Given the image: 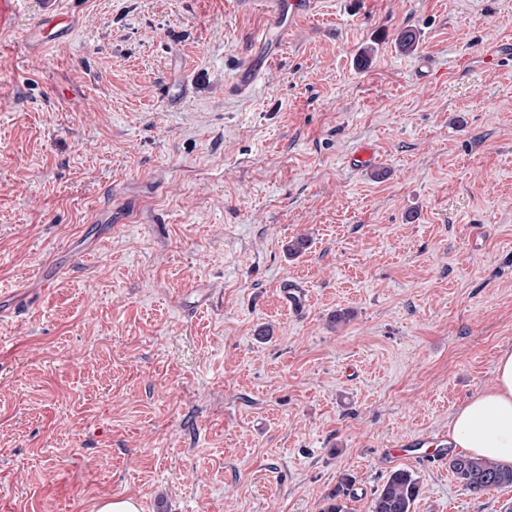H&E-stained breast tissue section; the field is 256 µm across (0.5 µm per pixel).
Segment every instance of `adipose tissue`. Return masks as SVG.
Here are the masks:
<instances>
[{
    "mask_svg": "<svg viewBox=\"0 0 512 512\" xmlns=\"http://www.w3.org/2000/svg\"><path fill=\"white\" fill-rule=\"evenodd\" d=\"M456 447L472 455L512 464V351H502L491 386L470 398L451 417Z\"/></svg>",
    "mask_w": 512,
    "mask_h": 512,
    "instance_id": "1",
    "label": "adipose tissue"
}]
</instances>
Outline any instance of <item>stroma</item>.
Segmentation results:
<instances>
[{"instance_id": "stroma-1", "label": "stroma", "mask_w": 512, "mask_h": 512, "mask_svg": "<svg viewBox=\"0 0 512 512\" xmlns=\"http://www.w3.org/2000/svg\"><path fill=\"white\" fill-rule=\"evenodd\" d=\"M52 13L72 36L30 49ZM505 349L512 0H317L285 33L250 0H13L0 512H321L345 473L367 512L382 451L447 430ZM407 466L413 512L512 502ZM281 293L285 304L292 312H301L307 303L306 289L292 281L284 282Z\"/></svg>"}]
</instances>
